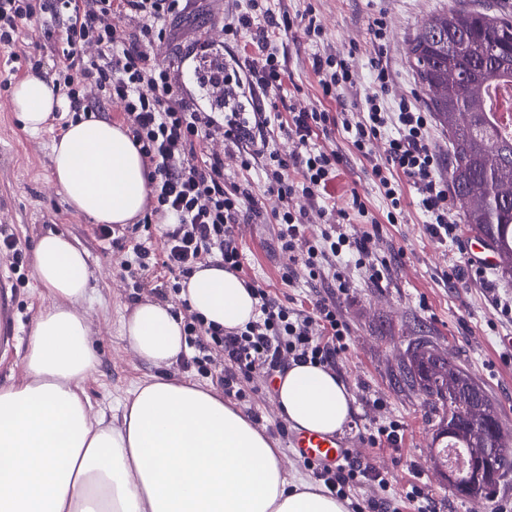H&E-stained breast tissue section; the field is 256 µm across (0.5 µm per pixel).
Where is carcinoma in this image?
<instances>
[{
    "mask_svg": "<svg viewBox=\"0 0 512 512\" xmlns=\"http://www.w3.org/2000/svg\"><path fill=\"white\" fill-rule=\"evenodd\" d=\"M410 66L426 91V105L448 133L450 186L462 223L500 250L512 274V135H502L488 105L493 84L512 80V17L489 4L450 5L428 18L408 49ZM407 375L428 396L439 424L456 421L448 435L435 432L436 467L448 470L446 449L499 444L497 405L460 365L426 343L417 344Z\"/></svg>",
    "mask_w": 512,
    "mask_h": 512,
    "instance_id": "carcinoma-1",
    "label": "carcinoma"
}]
</instances>
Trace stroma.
<instances>
[{
    "label": "stroma",
    "instance_id": "obj_1",
    "mask_svg": "<svg viewBox=\"0 0 512 512\" xmlns=\"http://www.w3.org/2000/svg\"><path fill=\"white\" fill-rule=\"evenodd\" d=\"M448 0H269L274 13H289L295 23L277 41L284 64V96L330 112L359 111L366 92L373 88L374 60L386 63L392 80L388 103L406 97L423 104L425 95L410 66L409 41L423 20L447 7ZM316 16L325 37L312 41L304 33L303 19ZM382 21L384 40L374 39L371 27ZM334 53L351 66L354 86L324 95L311 64L314 56ZM58 126L26 129L13 109H0V225L12 229L23 249L24 282L0 269V295L13 304L15 344L12 352H0V385L25 376L24 357L30 330L52 299L34 278L33 249L44 235L68 237L88 256L89 292L82 303L89 333L95 343L98 364L80 384L88 399L91 418L111 417L113 408L137 382L156 372L131 349L122 323L142 302L178 304L172 278L155 271L140 278L138 287L127 286L116 275L126 255L136 245L160 251L158 225L130 234L124 249L99 238L96 224L73 213L61 190L52 189V146L70 123L66 105H59ZM311 146L331 148L341 156L339 174L325 191L323 205L345 207L359 195L374 221L337 225L348 238L371 235L372 249L363 262L337 258L335 267L316 277L299 271L293 282L282 281L283 255L270 224L272 202L261 170L243 178L227 145L224 158L226 184H244L250 195L239 229L243 268L240 278L255 280L288 306L309 311L316 301L333 300L347 325L346 348L337 357L336 373L348 386L356 412L343 436L355 455L386 473L390 487L385 496L390 512H417L405 498L410 484H418L433 512H512V478L504 482L493 500L467 498L451 488L432 456V436L437 416L420 387L405 376L408 352L414 342H432L441 356L465 368L496 403L504 434L512 437V315L500 312L497 302L512 297V277L500 271L464 272L459 236L445 239L427 229V217L418 204L416 187L405 177L397 182L403 211L388 222L389 204L370 176L372 158L383 154L382 141H374L371 157H364L343 128L328 136H315ZM381 268L380 280L368 279L365 269ZM277 373L258 372L242 380L241 396L232 403L252 418L279 448L289 474L313 477L314 471L288 444L291 424L275 405ZM399 422L403 439L398 447L376 446L371 435L389 422Z\"/></svg>",
    "mask_w": 512,
    "mask_h": 512
}]
</instances>
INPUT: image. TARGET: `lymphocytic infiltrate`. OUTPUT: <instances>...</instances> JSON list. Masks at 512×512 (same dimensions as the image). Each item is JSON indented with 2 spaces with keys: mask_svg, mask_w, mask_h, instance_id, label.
Listing matches in <instances>:
<instances>
[{
  "mask_svg": "<svg viewBox=\"0 0 512 512\" xmlns=\"http://www.w3.org/2000/svg\"><path fill=\"white\" fill-rule=\"evenodd\" d=\"M201 2L0 0V47L11 48L24 24L51 15L61 33L60 43H35L24 55V64L51 86L75 117L101 118L106 112H119L122 127L138 150L149 188L142 221L163 224V253L158 256L135 247L134 261L120 266L121 279L152 271L159 262L175 277L216 263L235 273L241 270L237 239L247 193L224 182L228 142L238 146L240 169L261 167L266 191L275 199L271 214L276 237L288 257L283 281H292L296 266L312 271L345 250L367 255L370 236L352 240L336 234L337 219H349L354 212L366 215L360 196H353L334 218L316 204L321 191L335 179L341 158L333 150L312 149L309 140L315 133L326 135L339 126L353 131V145L362 154L373 141L383 140V158L372 164L371 176L391 204L388 221H395L401 207V192L393 179L399 172L416 186L429 231L441 238L452 235L459 219L448 206V184L438 172L429 134L431 116L405 97L396 107L387 105L388 67L375 63L374 88L359 111L337 114L289 104L290 119L284 130L295 148L281 152L263 144L270 118L261 108L248 106L245 92L256 89L275 95L281 91L285 70L274 42L292 28L291 17L265 8L264 0H231L234 20L223 25V39L185 43L186 58L198 63L193 70L197 88L224 90L220 111L209 112L196 96L185 92L181 63L151 58L154 45L168 43L174 24L198 11ZM245 30L252 31L260 59L201 70L213 51L237 40ZM54 49L61 52L59 60L46 63L45 55ZM392 125L396 135L385 137ZM292 168L298 170L299 179L289 177ZM318 220L323 228L316 238H309L308 226ZM245 286L258 301L259 315L244 326L215 328L196 312L185 310L183 330L193 365L202 366L206 352L220 348L224 355L220 381L229 394L240 379L290 359L335 368L346 326L332 300H318L307 313L280 303L256 281H246ZM317 476L329 491L342 497L356 485L389 486L385 475L356 458L334 470L320 468Z\"/></svg>",
  "mask_w": 512,
  "mask_h": 512,
  "instance_id": "f902f5d3",
  "label": "lymphocytic infiltrate"
}]
</instances>
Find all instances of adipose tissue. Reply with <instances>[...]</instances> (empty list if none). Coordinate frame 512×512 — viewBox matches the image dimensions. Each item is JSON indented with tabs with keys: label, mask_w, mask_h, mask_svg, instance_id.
I'll return each instance as SVG.
<instances>
[{
	"label": "adipose tissue",
	"mask_w": 512,
	"mask_h": 512,
	"mask_svg": "<svg viewBox=\"0 0 512 512\" xmlns=\"http://www.w3.org/2000/svg\"><path fill=\"white\" fill-rule=\"evenodd\" d=\"M12 103L38 129L57 100L38 77L15 83ZM53 177L71 208L96 224H127L142 212L148 183L122 126L86 119L53 147ZM87 255L50 233L33 250L38 284L54 300L29 336L27 378L0 385V512H347L346 500L289 475L267 433L213 389L158 375L137 384L113 422L90 419L79 384L97 365L78 310L89 291ZM180 296L205 323L236 328L257 316L240 277L197 269ZM144 362L187 354L172 305L144 302L122 325ZM293 427L324 435L345 428L353 398L331 369L295 362L276 388Z\"/></svg>",
	"instance_id": "ef3b65f1"
}]
</instances>
